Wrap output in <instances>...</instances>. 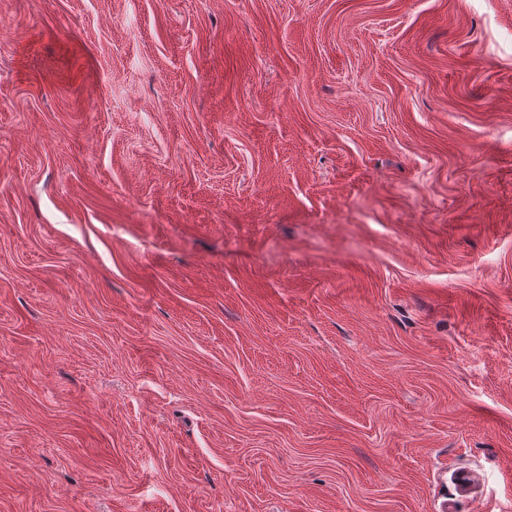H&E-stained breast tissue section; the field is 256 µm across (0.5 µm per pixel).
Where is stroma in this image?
<instances>
[{"label":"stroma","instance_id":"stroma-1","mask_svg":"<svg viewBox=\"0 0 512 512\" xmlns=\"http://www.w3.org/2000/svg\"><path fill=\"white\" fill-rule=\"evenodd\" d=\"M0 512H512V0H0Z\"/></svg>","mask_w":512,"mask_h":512}]
</instances>
